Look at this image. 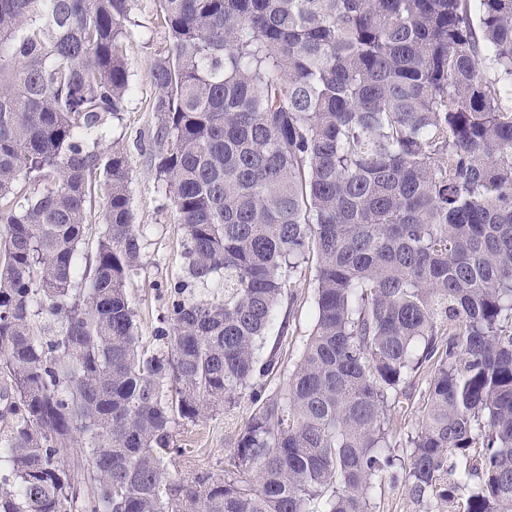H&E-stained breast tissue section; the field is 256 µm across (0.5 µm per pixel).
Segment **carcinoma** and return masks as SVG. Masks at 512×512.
I'll return each mask as SVG.
<instances>
[{
  "mask_svg": "<svg viewBox=\"0 0 512 512\" xmlns=\"http://www.w3.org/2000/svg\"><path fill=\"white\" fill-rule=\"evenodd\" d=\"M159 7L157 177L187 267L148 352L109 127L130 0H0V512H374L387 480L512 512V0ZM310 260L316 318L268 394L264 337ZM246 396L224 473L173 476L172 424ZM102 199H103V190L100 189V186H98V189L96 190V193L94 195V198L92 199V206H91V224L92 227V234L91 238L89 240V245H85L82 249H80V252L78 254V269L79 274L77 277V281L80 282L81 275L84 271V268L86 264L89 262V258L93 254V240L96 239L98 234L102 231L103 225L101 221V209H102ZM418 375L414 378L412 386L407 389L409 392H412L413 396L408 409L405 412L401 411V413L395 415L399 423H401L400 425L405 427V431L411 430L417 424L420 415L418 402L420 401L421 393L424 392L427 385L425 374L421 373L420 376Z\"/></svg>",
  "mask_w": 512,
  "mask_h": 512,
  "instance_id": "1",
  "label": "carcinoma"
}]
</instances>
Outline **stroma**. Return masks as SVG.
I'll return each instance as SVG.
<instances>
[{"instance_id":"stroma-1","label":"stroma","mask_w":512,"mask_h":512,"mask_svg":"<svg viewBox=\"0 0 512 512\" xmlns=\"http://www.w3.org/2000/svg\"><path fill=\"white\" fill-rule=\"evenodd\" d=\"M131 24L125 53L129 62L132 92L119 121L113 124L114 137L123 140L130 171V198L133 222L147 231L142 247V267L126 285L129 302L144 345H151L152 332L165 311L163 284L181 275L185 267L184 233L164 207L158 193L155 158L160 145L155 138L158 116L152 110L155 89L150 78L151 62L166 49L168 31L160 17L158 0H131ZM292 298L277 310V317L288 322L284 337L268 336L267 345L277 346L281 368L268 379V391L283 387L287 373L296 362L315 320V267H299ZM251 411L249 400H242L233 415H210L193 422L174 424L175 445L187 456L176 459L174 469L183 472L186 464L195 469L221 472L234 427L243 425Z\"/></svg>"}]
</instances>
